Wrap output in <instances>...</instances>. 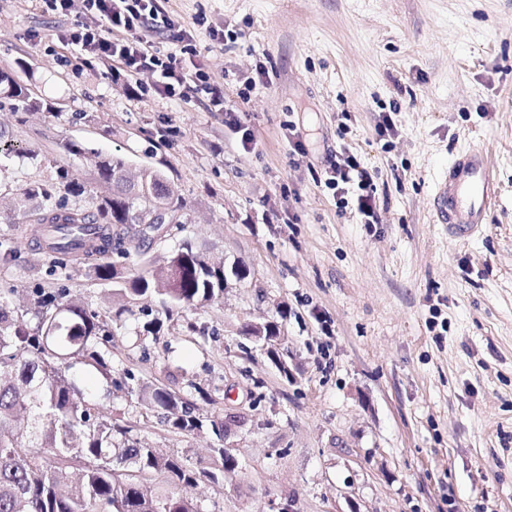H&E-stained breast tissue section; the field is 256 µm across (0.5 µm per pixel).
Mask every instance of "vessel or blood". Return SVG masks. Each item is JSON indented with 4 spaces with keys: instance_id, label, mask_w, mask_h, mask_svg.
I'll use <instances>...</instances> for the list:
<instances>
[{
    "instance_id": "1",
    "label": "vessel or blood",
    "mask_w": 512,
    "mask_h": 512,
    "mask_svg": "<svg viewBox=\"0 0 512 512\" xmlns=\"http://www.w3.org/2000/svg\"><path fill=\"white\" fill-rule=\"evenodd\" d=\"M494 195L487 154L479 149L461 152L435 186L436 221L440 224L483 223Z\"/></svg>"
}]
</instances>
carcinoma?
Wrapping results in <instances>:
<instances>
[{
	"label": "carcinoma",
	"mask_w": 512,
	"mask_h": 512,
	"mask_svg": "<svg viewBox=\"0 0 512 512\" xmlns=\"http://www.w3.org/2000/svg\"><path fill=\"white\" fill-rule=\"evenodd\" d=\"M18 114L42 106L12 74L0 70V101ZM93 176L112 193L94 198L82 174L61 166L57 182L22 189L23 224L49 256L50 274L85 265L101 281L115 283L132 300L157 294L172 307L195 308L224 292V265L213 263L188 240L163 263L135 269L128 280L104 256L127 259L129 233L114 225L141 223L159 205L176 224L185 223L181 195L158 170L131 174L120 157L96 155ZM16 254L13 233L0 235V262ZM37 318L28 323L27 315ZM105 313L72 298L67 289L39 291L33 308L21 309L0 296V512H199L187 495L214 471H234L224 449L189 466L145 445L134 429L114 420L89 400L72 370L83 364L105 380L112 394V365L100 348L112 341ZM140 398L172 431H202L204 417L191 402L168 389L145 386ZM167 489L152 492L150 481Z\"/></svg>",
	"instance_id": "obj_1"
}]
</instances>
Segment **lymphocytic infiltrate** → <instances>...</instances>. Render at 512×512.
<instances>
[{
  "instance_id": "f902f5d3",
  "label": "lymphocytic infiltrate",
  "mask_w": 512,
  "mask_h": 512,
  "mask_svg": "<svg viewBox=\"0 0 512 512\" xmlns=\"http://www.w3.org/2000/svg\"><path fill=\"white\" fill-rule=\"evenodd\" d=\"M47 10L57 15L78 13L86 20L70 29L66 44L88 53L120 62L130 78L151 76L160 96L192 101L207 97L213 106L226 112L231 124L241 117L237 108L226 104L223 90L213 86L199 68L188 66L187 57L197 56L195 44L178 36L168 52H161L144 39L142 30L157 23V0H42ZM327 184L340 194H353L356 212L362 223L380 221V206L375 198L371 175L352 154L337 156L330 164Z\"/></svg>"
}]
</instances>
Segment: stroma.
Listing matches in <instances>:
<instances>
[{
  "instance_id": "35a3bbf8",
  "label": "stroma",
  "mask_w": 512,
  "mask_h": 512,
  "mask_svg": "<svg viewBox=\"0 0 512 512\" xmlns=\"http://www.w3.org/2000/svg\"><path fill=\"white\" fill-rule=\"evenodd\" d=\"M160 50L191 35L196 63L241 111L251 151L224 115L130 91L110 60L61 43L72 21L38 0H0V69L51 110L0 131V212L21 188L52 186L74 140L160 170L187 204L183 231L141 244L133 266L191 239L249 278L200 309H173L152 334L86 266L50 275L21 235L0 291L67 288L107 312L113 418L189 462L211 430L176 434L140 400L158 385L212 419L237 416L239 461L204 480L200 512H512V0H160ZM223 31L211 44L208 32ZM268 83L248 88L258 70ZM396 130L379 136L382 115ZM305 151L297 153L293 138ZM488 152L496 200L460 236L433 219L435 183L457 152ZM373 176L377 224L327 187L337 154ZM278 321L281 343L241 335Z\"/></svg>"
}]
</instances>
